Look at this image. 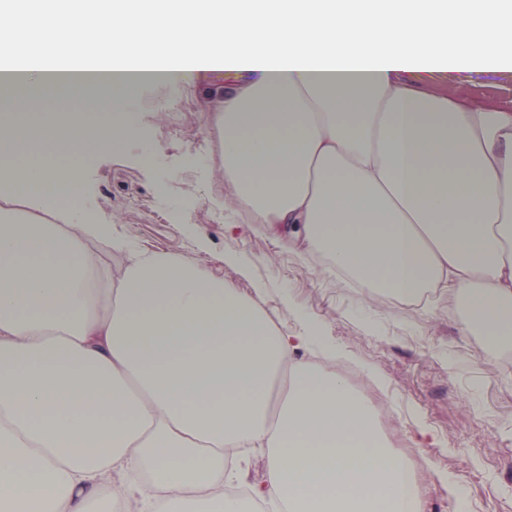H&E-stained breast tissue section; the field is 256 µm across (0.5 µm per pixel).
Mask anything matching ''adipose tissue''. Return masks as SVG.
<instances>
[{
  "label": "adipose tissue",
  "instance_id": "obj_1",
  "mask_svg": "<svg viewBox=\"0 0 512 512\" xmlns=\"http://www.w3.org/2000/svg\"><path fill=\"white\" fill-rule=\"evenodd\" d=\"M23 31L36 55L13 53ZM63 38L91 59L111 39L116 77L58 74ZM438 59L512 60V0H0V512H423L377 411L331 362L297 358L318 337L94 223L74 162L137 138L126 101L147 74L192 89L234 65L205 133L250 223L371 296L452 290L508 343L512 107L407 81ZM31 86L67 94L39 129ZM91 240L124 255L119 271ZM243 448L265 456L248 496Z\"/></svg>",
  "mask_w": 512,
  "mask_h": 512
}]
</instances>
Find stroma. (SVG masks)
<instances>
[{
    "mask_svg": "<svg viewBox=\"0 0 512 512\" xmlns=\"http://www.w3.org/2000/svg\"><path fill=\"white\" fill-rule=\"evenodd\" d=\"M428 93L512 106V64L478 73L461 62L414 73ZM209 87L151 83L133 98L138 138L79 163L82 201L133 247L204 263L251 297L284 333L316 330L337 362L368 368L404 443L428 464L416 477L424 512H512V346L487 343L448 294L410 308L367 296L321 255L242 223L202 132ZM180 113L181 127L170 125ZM461 488L448 495L449 482Z\"/></svg>",
    "mask_w": 512,
    "mask_h": 512,
    "instance_id": "1",
    "label": "stroma"
}]
</instances>
